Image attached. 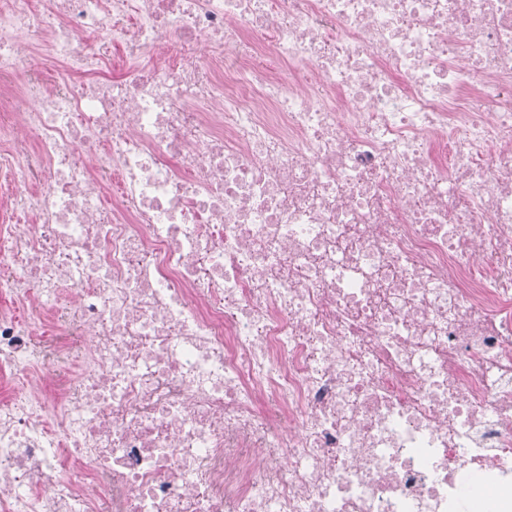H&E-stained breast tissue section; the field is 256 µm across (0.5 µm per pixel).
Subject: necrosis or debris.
<instances>
[{"label": "necrosis or debris", "instance_id": "necrosis-or-debris-1", "mask_svg": "<svg viewBox=\"0 0 512 512\" xmlns=\"http://www.w3.org/2000/svg\"><path fill=\"white\" fill-rule=\"evenodd\" d=\"M0 512H512V0H0Z\"/></svg>", "mask_w": 512, "mask_h": 512}]
</instances>
